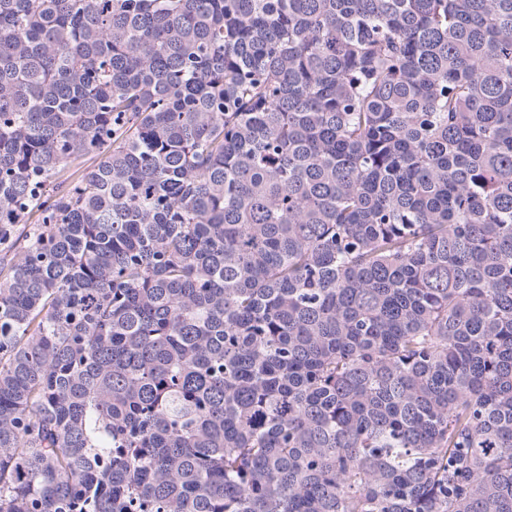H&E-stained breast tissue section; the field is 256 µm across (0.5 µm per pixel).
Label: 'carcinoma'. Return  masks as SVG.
I'll use <instances>...</instances> for the list:
<instances>
[{"mask_svg": "<svg viewBox=\"0 0 512 512\" xmlns=\"http://www.w3.org/2000/svg\"><path fill=\"white\" fill-rule=\"evenodd\" d=\"M0 512H512V0H0Z\"/></svg>", "mask_w": 512, "mask_h": 512, "instance_id": "obj_1", "label": "carcinoma"}]
</instances>
